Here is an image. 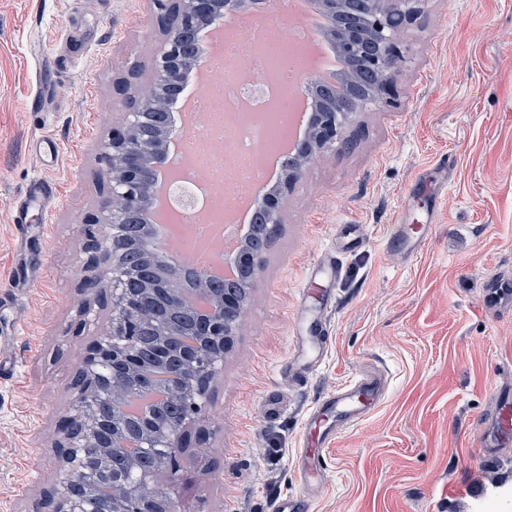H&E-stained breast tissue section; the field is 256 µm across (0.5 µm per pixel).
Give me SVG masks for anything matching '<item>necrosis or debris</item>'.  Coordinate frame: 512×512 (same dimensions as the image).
<instances>
[{"label":"necrosis or debris","instance_id":"1","mask_svg":"<svg viewBox=\"0 0 512 512\" xmlns=\"http://www.w3.org/2000/svg\"><path fill=\"white\" fill-rule=\"evenodd\" d=\"M303 46L300 38L284 35L276 24L262 34L235 39L225 47L214 72L221 93L217 105L200 112V134L208 137L217 152L232 149L233 158L201 171L191 170L187 182L200 191V203L190 225L210 224L219 218L214 204L248 193L262 175L263 166L276 155L294 130L291 113L274 112V100L282 91L277 78L294 68Z\"/></svg>","mask_w":512,"mask_h":512}]
</instances>
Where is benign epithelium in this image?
<instances>
[{
	"label": "benign epithelium",
	"mask_w": 512,
	"mask_h": 512,
	"mask_svg": "<svg viewBox=\"0 0 512 512\" xmlns=\"http://www.w3.org/2000/svg\"><path fill=\"white\" fill-rule=\"evenodd\" d=\"M151 2L159 11L162 38L149 64L146 91L133 97L121 127L103 144L110 192L93 223L103 225L104 241L93 237L88 244L103 270L86 279V288L106 297L110 321L81 354L65 437L57 443L63 478L47 494L53 512H98L99 471L89 466L92 452L110 469L114 491L125 487L128 461L148 463L141 483L157 492L121 495L114 512H158L159 503L174 512L175 480L164 487L158 479L180 471L179 435L149 408L127 420L128 392L135 385L177 407L183 433L197 426L260 269L258 225L281 223L283 200L307 165L341 140L356 113L392 96L403 59L400 39L421 0H313L325 20L318 37L336 51L346 77L338 88L305 84L313 108L306 134L259 203L254 223L247 225L233 259L237 280L230 288L173 256L154 255L151 264L143 265L119 242L130 235L148 237L156 187L167 172L172 116L206 51L205 25L256 0Z\"/></svg>",
	"instance_id": "obj_1"
}]
</instances>
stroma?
I'll use <instances>...</instances> for the list:
<instances>
[{"label": "stroma", "instance_id": "stroma-1", "mask_svg": "<svg viewBox=\"0 0 512 512\" xmlns=\"http://www.w3.org/2000/svg\"><path fill=\"white\" fill-rule=\"evenodd\" d=\"M156 13L151 0H0V365L14 367L0 377V512H49L80 356L108 326L84 292L96 265L81 223L109 192L102 145L148 77ZM402 39L392 102L358 114L284 202L182 453L178 512H275L287 494L309 512H512V445L492 459L481 446L512 387V307L483 290L512 279V0H424ZM44 135L58 158L36 152ZM444 156L428 243L389 250L394 212ZM38 177L60 201L21 210ZM325 257L340 272L310 280ZM313 317L312 372L291 340ZM361 373L382 378V400L303 487L307 413Z\"/></svg>", "mask_w": 512, "mask_h": 512}]
</instances>
